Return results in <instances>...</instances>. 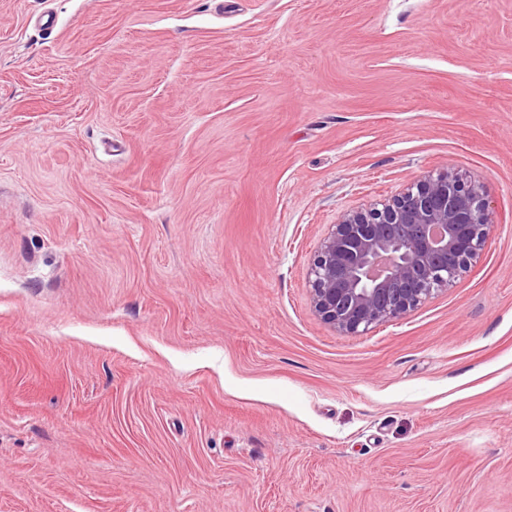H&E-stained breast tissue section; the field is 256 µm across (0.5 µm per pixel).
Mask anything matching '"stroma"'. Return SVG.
<instances>
[{
  "instance_id": "obj_1",
  "label": "stroma",
  "mask_w": 512,
  "mask_h": 512,
  "mask_svg": "<svg viewBox=\"0 0 512 512\" xmlns=\"http://www.w3.org/2000/svg\"><path fill=\"white\" fill-rule=\"evenodd\" d=\"M444 170L480 257L323 324ZM0 512H512V0H0ZM491 230L481 187L448 171L346 212L310 263L313 312L343 335L401 318L451 286Z\"/></svg>"
}]
</instances>
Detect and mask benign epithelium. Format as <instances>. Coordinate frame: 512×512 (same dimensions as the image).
Masks as SVG:
<instances>
[{
    "mask_svg": "<svg viewBox=\"0 0 512 512\" xmlns=\"http://www.w3.org/2000/svg\"><path fill=\"white\" fill-rule=\"evenodd\" d=\"M491 230L481 187L446 171L349 211L310 263L313 312L343 335L401 318L452 285Z\"/></svg>",
    "mask_w": 512,
    "mask_h": 512,
    "instance_id": "7a95c632",
    "label": "benign epithelium"
}]
</instances>
